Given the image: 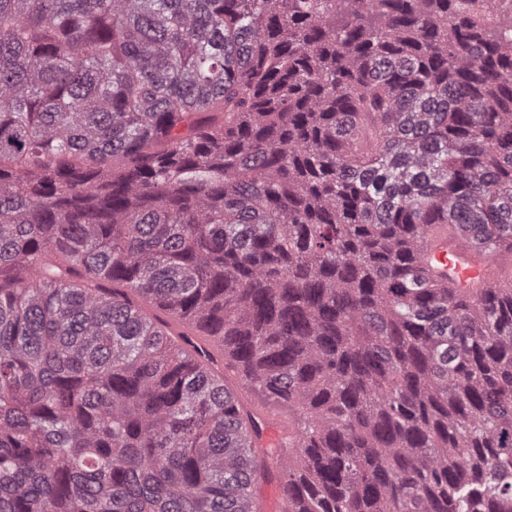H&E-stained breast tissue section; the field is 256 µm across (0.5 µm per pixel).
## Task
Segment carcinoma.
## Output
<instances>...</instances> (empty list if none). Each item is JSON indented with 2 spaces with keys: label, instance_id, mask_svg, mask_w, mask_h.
I'll return each instance as SVG.
<instances>
[{
  "label": "carcinoma",
  "instance_id": "carcinoma-1",
  "mask_svg": "<svg viewBox=\"0 0 512 512\" xmlns=\"http://www.w3.org/2000/svg\"><path fill=\"white\" fill-rule=\"evenodd\" d=\"M431 224L496 287L412 268ZM283 465L282 512H512V0H0V512Z\"/></svg>",
  "mask_w": 512,
  "mask_h": 512
}]
</instances>
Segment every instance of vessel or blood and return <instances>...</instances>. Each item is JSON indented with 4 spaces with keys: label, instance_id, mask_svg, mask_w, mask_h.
Returning a JSON list of instances; mask_svg holds the SVG:
<instances>
[{
    "label": "vessel or blood",
    "instance_id": "obj_1",
    "mask_svg": "<svg viewBox=\"0 0 512 512\" xmlns=\"http://www.w3.org/2000/svg\"><path fill=\"white\" fill-rule=\"evenodd\" d=\"M432 264L446 269L455 287L479 288L487 281L490 257L464 240L449 239L447 225L433 224L414 261L418 268Z\"/></svg>",
    "mask_w": 512,
    "mask_h": 512
}]
</instances>
